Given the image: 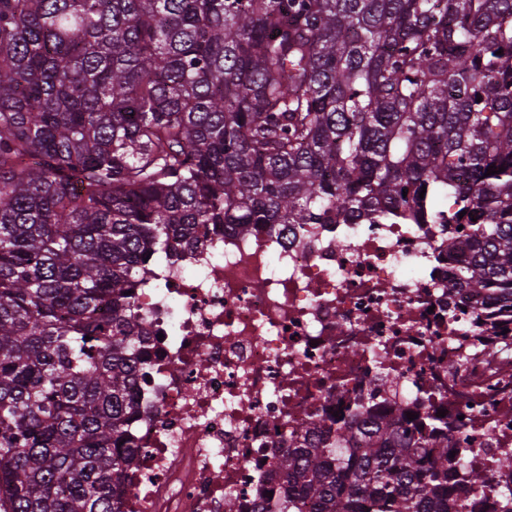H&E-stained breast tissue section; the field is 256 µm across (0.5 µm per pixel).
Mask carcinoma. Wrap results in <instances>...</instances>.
Here are the masks:
<instances>
[{"label":"carcinoma","mask_w":512,"mask_h":512,"mask_svg":"<svg viewBox=\"0 0 512 512\" xmlns=\"http://www.w3.org/2000/svg\"><path fill=\"white\" fill-rule=\"evenodd\" d=\"M448 203L455 286L512 312V0H0V512H119L124 292L198 225ZM416 428L355 406L278 512H466L484 476Z\"/></svg>","instance_id":"cac0c4a2"}]
</instances>
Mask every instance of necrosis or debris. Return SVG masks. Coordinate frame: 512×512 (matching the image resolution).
Returning <instances> with one entry per match:
<instances>
[{"mask_svg": "<svg viewBox=\"0 0 512 512\" xmlns=\"http://www.w3.org/2000/svg\"><path fill=\"white\" fill-rule=\"evenodd\" d=\"M454 224H291L239 236L200 230L191 249L136 280L130 306L147 336L137 350L136 454L120 512H242L274 506L270 474L300 424L332 440L334 408L382 416L444 411L465 466L487 484L473 512H505L512 470V342L489 301L451 287ZM391 375L395 391L375 390Z\"/></svg>", "mask_w": 512, "mask_h": 512, "instance_id": "4bbe7bcc", "label": "necrosis or debris"}]
</instances>
